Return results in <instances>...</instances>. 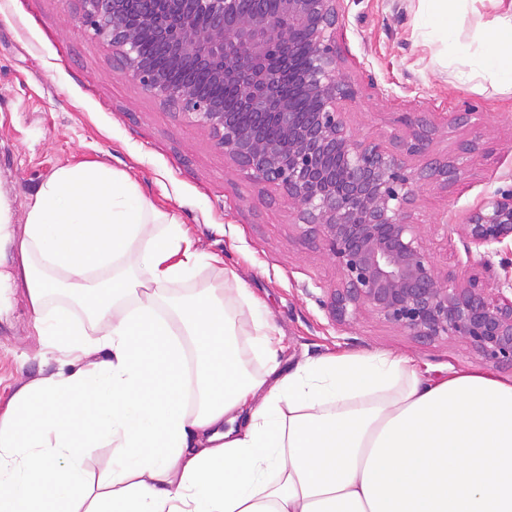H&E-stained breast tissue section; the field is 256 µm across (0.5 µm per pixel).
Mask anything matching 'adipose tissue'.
I'll list each match as a JSON object with an SVG mask.
<instances>
[{
    "label": "adipose tissue",
    "mask_w": 512,
    "mask_h": 512,
    "mask_svg": "<svg viewBox=\"0 0 512 512\" xmlns=\"http://www.w3.org/2000/svg\"><path fill=\"white\" fill-rule=\"evenodd\" d=\"M425 2L460 81L512 86V0L465 39L471 0ZM19 255L35 328L70 368L22 384L0 415V512H512V379H434L381 351L284 365L247 289L168 302L170 284L220 259L126 173L54 170L27 205ZM88 286V315L111 324L101 337L68 308L44 313ZM105 446L112 469L94 484L82 460Z\"/></svg>",
    "instance_id": "obj_1"
}]
</instances>
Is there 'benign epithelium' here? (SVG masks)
<instances>
[{"instance_id": "obj_1", "label": "benign epithelium", "mask_w": 512, "mask_h": 512, "mask_svg": "<svg viewBox=\"0 0 512 512\" xmlns=\"http://www.w3.org/2000/svg\"><path fill=\"white\" fill-rule=\"evenodd\" d=\"M345 0H78L80 22L165 106L205 127L224 157L280 189L293 223L319 239L341 282L326 307L339 324L371 311L408 336L460 339L483 360L512 366V262L487 287L468 265L440 273L410 220L417 190L446 187L456 158L416 168L436 125L420 115L386 145L353 135L340 112L356 96L339 43ZM149 39L168 73L139 52ZM231 88L227 103L211 93ZM467 253L494 269L512 238V188L464 214Z\"/></svg>"}]
</instances>
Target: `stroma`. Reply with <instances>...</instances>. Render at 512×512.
<instances>
[{"label": "stroma", "mask_w": 512, "mask_h": 512, "mask_svg": "<svg viewBox=\"0 0 512 512\" xmlns=\"http://www.w3.org/2000/svg\"><path fill=\"white\" fill-rule=\"evenodd\" d=\"M344 7L346 73L359 90L342 105L350 130L378 141L427 112L440 128L428 155L454 156L478 141L460 181L420 187L413 218L438 270L467 262L483 274L455 223L488 194L512 187V87L459 82L460 62L446 38L427 28L422 0H345ZM77 10V0H0V191L12 213L0 268L16 266L26 205L40 182L59 166L100 161L128 173L148 200L185 224L199 249L223 259V267L200 269L171 294L223 286L225 270L235 271L278 328L285 363L390 351L436 377L478 368L512 378L511 366L481 360L465 342H424L368 311L336 323L326 301L339 270L293 224L282 193L260 188L208 131L144 94L111 47L77 21ZM469 106L478 124L451 127L453 113ZM64 368L62 353L33 328L25 288L14 286L0 302V413L21 384Z\"/></svg>", "instance_id": "obj_1"}]
</instances>
